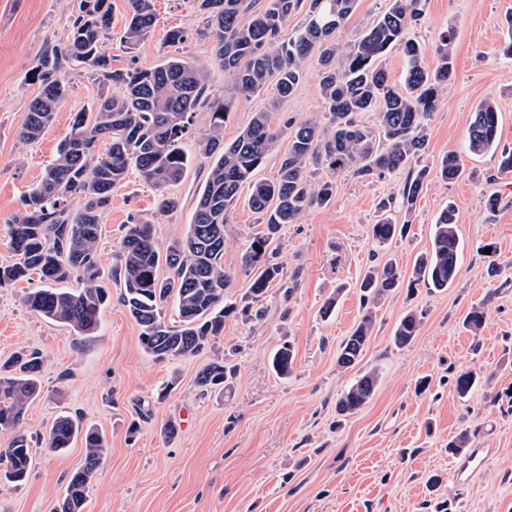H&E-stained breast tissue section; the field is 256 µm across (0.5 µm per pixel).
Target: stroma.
<instances>
[{
  "label": "stroma",
  "mask_w": 512,
  "mask_h": 512,
  "mask_svg": "<svg viewBox=\"0 0 512 512\" xmlns=\"http://www.w3.org/2000/svg\"><path fill=\"white\" fill-rule=\"evenodd\" d=\"M155 4L159 20L138 50L111 45L113 68L159 63L169 50L168 30L182 29L185 57L207 73L209 101L232 102L224 139L234 140L267 94L238 92L225 76L194 0ZM73 5L0 0V265L15 259L7 220L55 159L73 114L90 109L104 90L85 70L71 71V90L52 125L37 141L19 140L39 90L28 74L48 46L65 42ZM447 31L455 71L428 123L423 162L435 167L453 150L463 156V174L447 184L429 175L409 211L398 201L407 172L364 182L338 175L330 204L283 225L273 254L283 271L260 303L261 321L231 315L223 336L198 355L160 361L143 350L121 301L123 282L110 275L130 217L152 220L159 248L185 237L209 172L210 161L202 157L168 187L178 202L172 213L156 215L158 192L137 172L113 190L98 240L111 301L93 335H77L25 306L24 294L39 280L0 288V360L29 351L44 359L41 392L22 423L33 466L22 485L0 487V512H52L63 497L84 447L77 441L64 452L49 451L50 427L62 414L98 427L108 442L83 512H435L441 504L448 512H512V173L498 171L502 150H512V56L502 52L512 33V0H423L410 35L426 45V67L437 66L435 46ZM305 70L273 114L282 134L261 177L276 174L294 127L323 116L316 58ZM485 99L498 105L500 138L496 149L476 156L467 151V129ZM390 196L393 222L408 231L380 249L370 240V226L380 218L379 202ZM490 196L500 200L493 211L485 207ZM247 199L240 194L229 215L224 246V266L235 274L225 300L237 308L250 302L241 258L259 229ZM451 202L462 246L455 281L444 291L400 288L376 308L356 368L340 369L336 355L360 319L358 285L365 273L393 258L411 275L416 257L430 246L438 213ZM331 300L336 306L323 317ZM476 305L485 306L488 317L474 334L463 320ZM411 310L424 314L420 332L411 346L396 347V324ZM286 341L295 361L283 379L270 358ZM216 359L235 368L229 391L196 383L198 372ZM370 370L378 375L370 401L357 413L339 415L341 392ZM460 370L479 377L464 399L454 386ZM423 377L431 386L421 394L416 383ZM170 426L176 429L171 437L165 434ZM466 430L476 433L472 446L492 453L469 484L459 485L448 442Z\"/></svg>",
  "instance_id": "35a3bbf8"
}]
</instances>
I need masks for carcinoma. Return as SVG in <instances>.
I'll return each instance as SVG.
<instances>
[{
    "label": "carcinoma",
    "mask_w": 512,
    "mask_h": 512,
    "mask_svg": "<svg viewBox=\"0 0 512 512\" xmlns=\"http://www.w3.org/2000/svg\"><path fill=\"white\" fill-rule=\"evenodd\" d=\"M128 11L119 43L132 50L143 43L157 23L155 0H127ZM207 15V33L216 59L241 92L259 93L275 82L277 98L253 113L247 127L231 142H224L228 102L210 106L208 132L186 150L193 112L205 98L202 67L176 53L148 67L112 68L107 45L112 41L111 0H79L67 41L46 50L32 68L39 92L18 137L34 142L50 127L55 112L70 92L68 70L83 67L89 74L121 89L103 93L88 112H77L54 161L22 200V209L7 223V235L16 259L0 265V288L29 280L36 274L55 288H37L25 294L24 304L46 319L70 326L82 336L92 335L109 293L97 253L102 215L112 201V190L136 170L147 182L163 188L181 180L193 155L213 159L184 239L160 251L154 225L130 218L125 226L117 271L122 277L123 305L138 326L144 351L157 359H179L200 353L223 335L224 318L234 307L224 304L234 273L224 268L228 214L241 188L248 187V204L259 215L262 230L254 233L242 256V269L251 276L252 303L261 302L282 274L271 262L269 249L281 226L295 224L309 209L325 206L336 194L335 176L350 173L361 181L382 177L419 163L428 142V122L448 90L454 65L451 35L436 45L438 65L424 64L426 46L407 36L422 15V0H389L387 10L353 43L342 47L336 34L346 24L356 0H268L265 10L250 12L247 0H196ZM306 12L301 26L288 30V21ZM401 51L403 81H391L379 60L393 48ZM318 55V78L326 122L299 124L289 137L275 177L256 175L275 149L279 133L272 125L278 103L293 95L305 75V62ZM371 112L374 126L359 116ZM498 107L491 100L479 103L467 131V149L480 155L498 144ZM327 177L312 180L311 164ZM461 155L442 156L437 176L444 183L459 177ZM429 169L420 167L402 190V206L412 209ZM392 201L382 203L385 216L371 227L372 240L384 246L403 228L386 216ZM457 209L450 204L437 216L429 250L414 263L413 282L427 288L448 289L454 282L461 252ZM170 271L159 277L160 265ZM78 277L83 288L71 291L59 284ZM403 281L399 267L388 261L368 271L360 288L366 311L340 349L337 363L350 368L358 363L374 326L372 307L387 298ZM174 304L178 324L165 321L164 308ZM487 313L472 308L465 328L478 333ZM423 314L407 312L397 323L393 341L403 348L418 336ZM291 345L273 355L276 374L293 370ZM13 371L0 376V431L11 433L0 448V482L19 483L27 477L33 453L20 431L28 402L39 394L37 354L18 355L0 366ZM234 369L216 361L197 375L201 387H219ZM378 374L364 372L341 395L337 409L349 415L363 407L377 385ZM476 374L455 376L459 397L469 395ZM81 439L83 465L72 473L57 512H81L89 484L107 451L105 435L97 427L70 415L58 418L50 429L49 450L61 451Z\"/></svg>",
    "instance_id": "carcinoma-1"
}]
</instances>
